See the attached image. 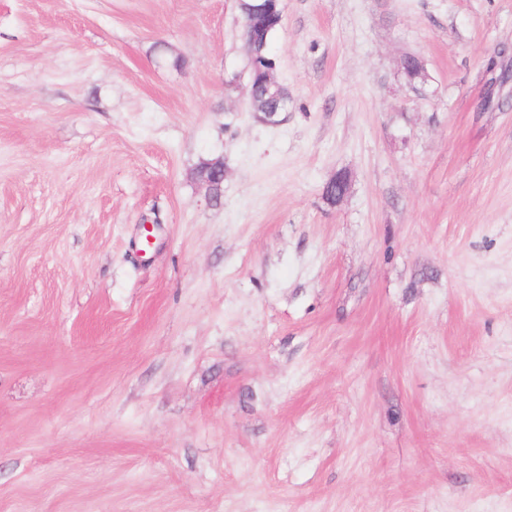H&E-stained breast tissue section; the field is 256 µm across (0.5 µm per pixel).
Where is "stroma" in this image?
Here are the masks:
<instances>
[{
  "label": "stroma",
  "mask_w": 512,
  "mask_h": 512,
  "mask_svg": "<svg viewBox=\"0 0 512 512\" xmlns=\"http://www.w3.org/2000/svg\"><path fill=\"white\" fill-rule=\"evenodd\" d=\"M282 7L0 0V512H512V0ZM259 1H261L260 6L253 7L255 2H252L251 0H238V9L240 14L243 10H249L253 7L250 12L241 16V38L245 54L249 58V63L254 67H258L261 60H266L263 55V47L260 46L254 37L255 30L266 22L268 1H274L275 3L282 4L281 0Z\"/></svg>",
  "instance_id": "1"
}]
</instances>
